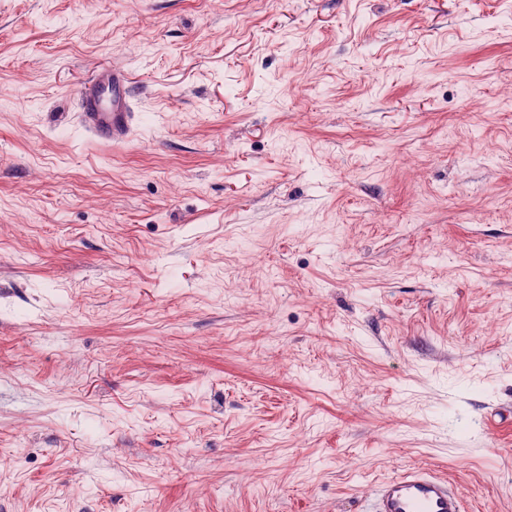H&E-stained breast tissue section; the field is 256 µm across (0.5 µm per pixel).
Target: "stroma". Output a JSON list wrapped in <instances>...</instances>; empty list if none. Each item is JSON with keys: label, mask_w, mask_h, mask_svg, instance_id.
Masks as SVG:
<instances>
[{"label": "stroma", "mask_w": 512, "mask_h": 512, "mask_svg": "<svg viewBox=\"0 0 512 512\" xmlns=\"http://www.w3.org/2000/svg\"><path fill=\"white\" fill-rule=\"evenodd\" d=\"M1 455L0 512H512V0H0ZM127 88L126 71L112 68L97 73L79 103L81 121L90 136L112 143L129 138L135 112ZM364 512H463L460 496L424 468H409L380 482Z\"/></svg>", "instance_id": "1"}]
</instances>
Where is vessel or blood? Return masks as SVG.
Returning <instances> with one entry per match:
<instances>
[{
    "instance_id": "vessel-or-blood-1",
    "label": "vessel or blood",
    "mask_w": 512,
    "mask_h": 512,
    "mask_svg": "<svg viewBox=\"0 0 512 512\" xmlns=\"http://www.w3.org/2000/svg\"><path fill=\"white\" fill-rule=\"evenodd\" d=\"M128 75L115 68L97 73L79 103L85 131L98 140L120 143L135 118L127 93ZM367 512H463L459 495L446 481L418 467L380 482Z\"/></svg>"
}]
</instances>
